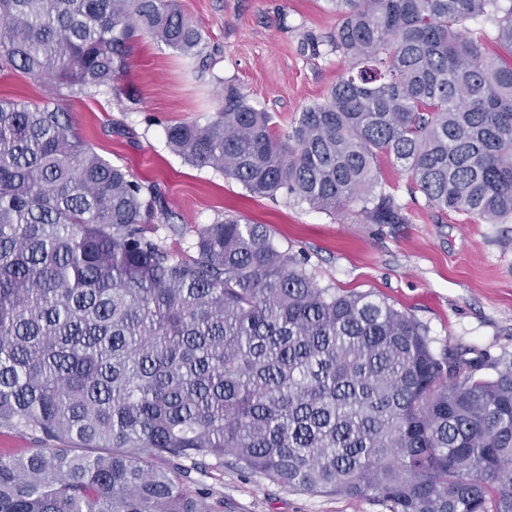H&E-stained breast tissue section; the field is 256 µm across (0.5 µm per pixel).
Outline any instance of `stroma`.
I'll use <instances>...</instances> for the list:
<instances>
[{
  "mask_svg": "<svg viewBox=\"0 0 512 512\" xmlns=\"http://www.w3.org/2000/svg\"><path fill=\"white\" fill-rule=\"evenodd\" d=\"M177 2L207 43L204 79L145 37L133 45L119 92L63 101L86 143L156 185L172 218L149 225L148 235L178 258L191 254L197 228L224 215L267 225L275 244L303 261L319 287L384 297L424 328L435 354L468 349L512 363V218L484 224L430 208L385 162V189L404 205L407 221L373 224L358 202L330 214L283 195L251 196L236 180L191 165L168 147L169 124H202L213 113L218 78L270 112L281 134L304 106L322 101L347 68L327 44L338 23L328 0ZM48 96L46 81L0 70V99L41 104ZM193 478L220 512H389L374 499L307 494L229 463L208 465Z\"/></svg>",
  "mask_w": 512,
  "mask_h": 512,
  "instance_id": "35a3bbf8",
  "label": "stroma"
}]
</instances>
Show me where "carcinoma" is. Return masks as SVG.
I'll return each instance as SVG.
<instances>
[{
	"instance_id": "obj_1",
	"label": "carcinoma",
	"mask_w": 512,
	"mask_h": 512,
	"mask_svg": "<svg viewBox=\"0 0 512 512\" xmlns=\"http://www.w3.org/2000/svg\"><path fill=\"white\" fill-rule=\"evenodd\" d=\"M347 72L285 134L230 81L167 144L251 195L403 224L386 158L437 210L512 216V66L463 26L512 0H329ZM145 36L209 67L175 0H0V62L72 94L116 91ZM154 186L61 105L0 99V512H215L192 468L224 457L389 512H512V365L450 350L371 291L321 288L233 216L175 258ZM491 369L486 375L483 370Z\"/></svg>"
}]
</instances>
